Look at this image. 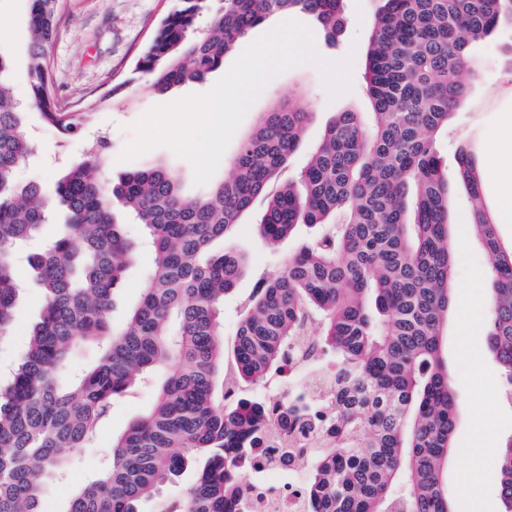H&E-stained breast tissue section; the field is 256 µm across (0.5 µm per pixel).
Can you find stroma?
I'll return each instance as SVG.
<instances>
[{
  "label": "stroma",
  "instance_id": "obj_1",
  "mask_svg": "<svg viewBox=\"0 0 512 512\" xmlns=\"http://www.w3.org/2000/svg\"><path fill=\"white\" fill-rule=\"evenodd\" d=\"M31 0H0V50L11 63L13 92L26 112L25 132L36 145L34 156L18 169V181L37 180L52 185L72 163L84 160L83 142L67 140L41 121L31 97L28 73L27 36ZM178 0H63V17L57 36L49 47L54 82L51 94L62 108L84 107L88 100L109 87H117L113 99L103 101L95 110L88 127L89 136H104L109 149L102 173L118 180L137 165L165 167L179 182L183 192H198L188 162L168 148L158 147L137 160L120 161L119 156L131 139V123L154 106L192 94L209 91L219 80L212 73L199 84L178 86L159 95L134 79L133 68L139 51L151 40L160 17L173 10ZM377 0H347L349 24L336 41H328L316 22L305 13L294 18L308 30L315 52L330 61L351 58V88L330 96L315 65L302 64L269 80L249 108L235 133L243 138L253 131L263 112L287 101L311 114L302 142L289 161V172H299L319 145L324 129L339 112L361 113L370 121L364 67L365 52L375 20ZM477 71L469 99L457 112L448 130L437 139V148L446 160H453L458 147H466L478 164L486 162L487 143L493 135L503 137L502 169L512 176V37L502 35L478 44L473 51ZM449 227L456 247L453 260L455 307L443 331L442 355L457 396V425L454 448L448 459L445 479L454 504V512H502L495 485L496 448L512 440V404L502 402V375L484 345L485 321L480 307L490 305V290L484 280L489 267L487 254L472 237L467 194L456 177H449ZM261 207L243 216L233 240L247 253L253 269L281 267L316 233L315 228L299 226L296 234L278 248H270L263 238L259 222ZM41 301L35 289H27L16 310L13 326L0 338V379L6 378L28 340V331L36 320ZM153 395L143 390L116 401L111 418L103 423L94 443L83 449L75 461L67 483H49L43 498L44 512H61L70 486L84 482L98 466L113 439L128 423L146 411ZM485 446L489 455L476 458L472 450ZM468 495H460L461 487Z\"/></svg>",
  "mask_w": 512,
  "mask_h": 512
}]
</instances>
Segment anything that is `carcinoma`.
I'll list each match as a JSON object with an SVG mask.
<instances>
[{"label": "carcinoma", "instance_id": "1", "mask_svg": "<svg viewBox=\"0 0 512 512\" xmlns=\"http://www.w3.org/2000/svg\"><path fill=\"white\" fill-rule=\"evenodd\" d=\"M62 0H31L29 75L44 123L82 140L86 113L51 97L49 47ZM180 0L138 57L154 93L199 83L269 17L313 16L331 37L348 23L346 0ZM512 32V0H382L366 50L372 124L338 112L299 175L280 182L310 113L287 102L262 114L231 175L197 196L165 169L141 166L112 183L95 175L104 143L87 148L52 192L65 208L57 236L24 255L48 223L47 192L16 171L26 137L0 51V335L9 332L35 272L42 308L27 347L0 389V512H42L48 481L65 477L94 442L112 405L147 386L149 409L112 440L105 465L70 491L62 512H249L241 478L275 458L305 465L306 512H452L443 467L453 448L456 396L441 357L454 306L448 233V163L434 150L469 96L470 49ZM477 241L490 258L485 342L512 396V245L484 207L485 175L460 149ZM263 204L273 245L300 224L321 234L280 268L263 271L224 340V297L251 269L230 239ZM120 205L143 229L134 240ZM153 253L140 299L112 322L116 294L141 242ZM322 359L307 382L276 400L239 397L303 358ZM93 359L75 373L72 356ZM497 488L512 512V440L496 449ZM195 472L186 494L165 484Z\"/></svg>", "mask_w": 512, "mask_h": 512}]
</instances>
